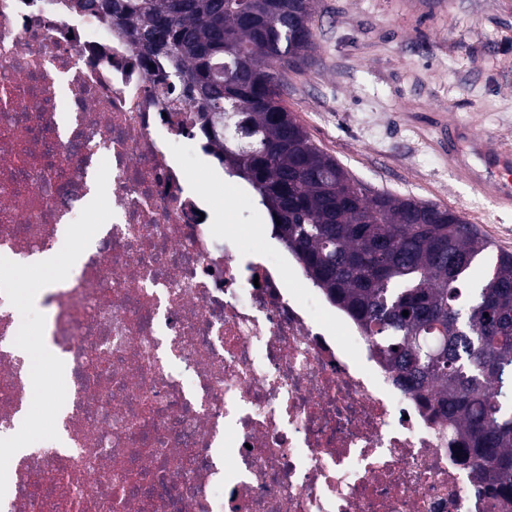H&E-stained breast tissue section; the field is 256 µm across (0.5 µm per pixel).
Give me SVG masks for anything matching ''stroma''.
I'll list each match as a JSON object with an SVG mask.
<instances>
[{"label": "stroma", "instance_id": "obj_1", "mask_svg": "<svg viewBox=\"0 0 512 512\" xmlns=\"http://www.w3.org/2000/svg\"><path fill=\"white\" fill-rule=\"evenodd\" d=\"M315 50L289 74L290 112L312 141L367 188L446 206L512 253L500 212L454 168L439 133L461 124L512 143V0H316ZM216 211L256 240L271 224L228 174L203 187Z\"/></svg>", "mask_w": 512, "mask_h": 512}]
</instances>
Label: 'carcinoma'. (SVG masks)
Masks as SVG:
<instances>
[{
    "mask_svg": "<svg viewBox=\"0 0 512 512\" xmlns=\"http://www.w3.org/2000/svg\"><path fill=\"white\" fill-rule=\"evenodd\" d=\"M77 4L131 31L167 88L192 96L224 168L256 192L306 276L457 429L476 480L512 504V253L474 283L490 247L475 226L436 204L368 196L288 111L286 74L314 49L313 0Z\"/></svg>",
    "mask_w": 512,
    "mask_h": 512,
    "instance_id": "carcinoma-1",
    "label": "carcinoma"
}]
</instances>
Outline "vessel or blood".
Segmentation results:
<instances>
[{
  "label": "vessel or blood",
  "instance_id": "obj_1",
  "mask_svg": "<svg viewBox=\"0 0 512 512\" xmlns=\"http://www.w3.org/2000/svg\"><path fill=\"white\" fill-rule=\"evenodd\" d=\"M471 157H464L463 145L449 144L448 156L456 170L499 208L512 209V147L492 137L469 139Z\"/></svg>",
  "mask_w": 512,
  "mask_h": 512
}]
</instances>
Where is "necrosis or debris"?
Wrapping results in <instances>:
<instances>
[{
  "label": "necrosis or debris",
  "mask_w": 512,
  "mask_h": 512,
  "mask_svg": "<svg viewBox=\"0 0 512 512\" xmlns=\"http://www.w3.org/2000/svg\"><path fill=\"white\" fill-rule=\"evenodd\" d=\"M129 31L72 0H0V252L58 250L109 165L113 216L48 285L58 440L0 512H497L448 428L359 325L233 227L176 163L206 141ZM0 293V432L32 402Z\"/></svg>",
  "instance_id": "4bbe7bcc"
}]
</instances>
